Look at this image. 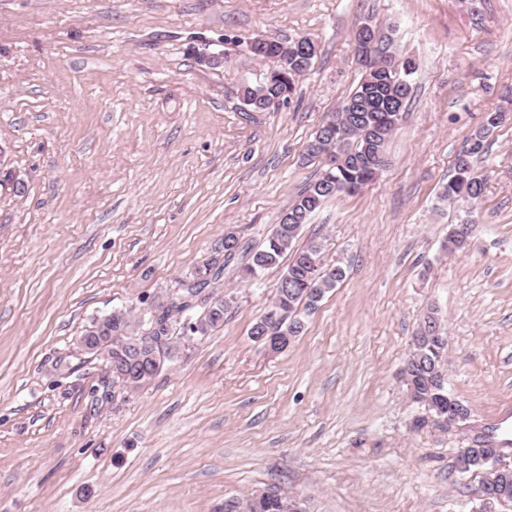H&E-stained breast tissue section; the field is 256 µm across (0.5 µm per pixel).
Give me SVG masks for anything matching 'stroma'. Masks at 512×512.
I'll return each mask as SVG.
<instances>
[{"label": "stroma", "instance_id": "1", "mask_svg": "<svg viewBox=\"0 0 512 512\" xmlns=\"http://www.w3.org/2000/svg\"><path fill=\"white\" fill-rule=\"evenodd\" d=\"M367 17L418 69L377 179L301 232L343 280L272 355L250 330L283 269L231 262L223 325L109 398L78 337L172 292L225 230L263 242L319 171L301 155L361 78ZM305 36L291 101L248 110L242 88L275 66L248 40ZM205 41L224 64H195ZM510 86L512 0H0V172L25 181L0 187V512H224L270 488L310 512H512L454 469L479 435L512 466V113L475 160L482 200L440 197ZM432 307L470 410L445 430L400 374Z\"/></svg>", "mask_w": 512, "mask_h": 512}]
</instances>
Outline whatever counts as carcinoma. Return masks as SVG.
I'll use <instances>...</instances> for the list:
<instances>
[{
  "mask_svg": "<svg viewBox=\"0 0 512 512\" xmlns=\"http://www.w3.org/2000/svg\"><path fill=\"white\" fill-rule=\"evenodd\" d=\"M415 72L416 69L405 65L399 70H391L387 76L362 72L356 89L342 104L344 108L351 105L361 107L362 116L354 119L353 127L344 137L322 145L324 151L333 149L339 153L343 164L334 168L321 167L318 176L296 196L279 223L273 225L264 243L247 252L249 259L239 269L244 278H255L262 271L279 264L284 255H290L275 299L252 327L253 338L263 334H286L295 339L305 328L299 305H304L308 312L313 311L324 295L343 279L345 272L342 268L329 278L322 274V269L310 265V260L322 259L323 245L318 239L311 238L298 249L295 241L302 225L326 201L347 193L350 186L361 187L370 183L375 159L385 156V146L392 134L390 129L379 131L374 119L393 95L411 97ZM500 124L498 112L486 114L483 124L468 138L466 148L456 155L454 175L442 188L443 199L477 202L482 198L485 179L475 172L473 158L483 151L486 138ZM242 253L244 249L240 245L229 253L225 252L224 245H217L211 254L196 263L186 279L178 282L177 289L151 302L148 308L139 311L133 308L114 309L91 323L83 337L97 342V358L101 359L107 353L112 356V364L127 372L124 378L112 376V388L122 394L137 391L178 357L184 342L206 336L224 323V314L233 304V296L228 293L218 298H204L202 293L218 283L226 264ZM417 335L435 336L438 342L431 347L423 344L412 347L409 358L413 362L403 373L407 388L414 389L419 403L429 406L434 415L439 411L448 412L450 404L466 408L448 391L444 376L446 336L437 311L431 308L423 315ZM483 454L484 450L478 449L468 459L456 458L454 465L461 474L484 472L485 485L495 487L502 501L512 503V468L494 471L483 460ZM282 503H287V500L277 493L271 497L266 492L251 497L244 504L236 503V509L283 512Z\"/></svg>",
  "mask_w": 512,
  "mask_h": 512,
  "instance_id": "carcinoma-1",
  "label": "carcinoma"
}]
</instances>
